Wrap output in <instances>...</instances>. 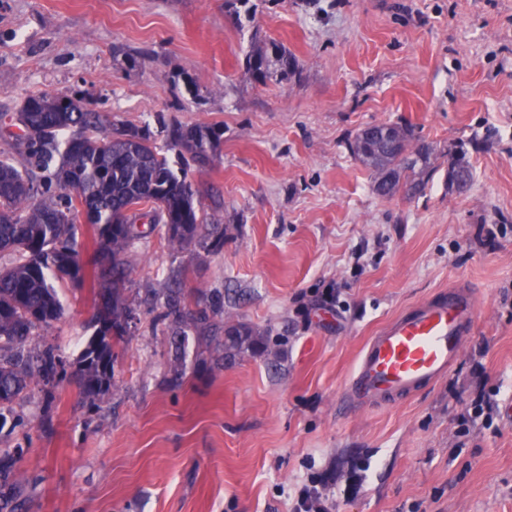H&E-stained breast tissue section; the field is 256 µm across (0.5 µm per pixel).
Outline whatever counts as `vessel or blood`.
Masks as SVG:
<instances>
[{
    "label": "vessel or blood",
    "mask_w": 512,
    "mask_h": 512,
    "mask_svg": "<svg viewBox=\"0 0 512 512\" xmlns=\"http://www.w3.org/2000/svg\"><path fill=\"white\" fill-rule=\"evenodd\" d=\"M475 313L472 294L457 286L395 318L363 348L346 383L348 400L380 404L441 378L472 333Z\"/></svg>",
    "instance_id": "1"
}]
</instances>
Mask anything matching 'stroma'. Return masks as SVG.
Here are the masks:
<instances>
[{
  "label": "stroma",
  "instance_id": "35a3bbf8",
  "mask_svg": "<svg viewBox=\"0 0 512 512\" xmlns=\"http://www.w3.org/2000/svg\"><path fill=\"white\" fill-rule=\"evenodd\" d=\"M0 0V150L33 94L79 95L137 126L219 125L214 163L193 170L221 249L173 255L156 229L128 257L140 321L115 347L99 406L63 382L16 400L0 457L24 481L9 512H293L317 482L329 512H512V0ZM297 60L261 85L252 38ZM379 123L411 125L440 166L422 194L380 196L347 147ZM464 147L472 180L448 187ZM223 302L224 318L282 337V356L175 358L150 312L173 284ZM453 286L476 322L447 374L386 406L343 392L371 337ZM64 314L31 349L76 359L99 304L57 283ZM493 423L461 428L479 399Z\"/></svg>",
  "mask_w": 512,
  "mask_h": 512
}]
</instances>
